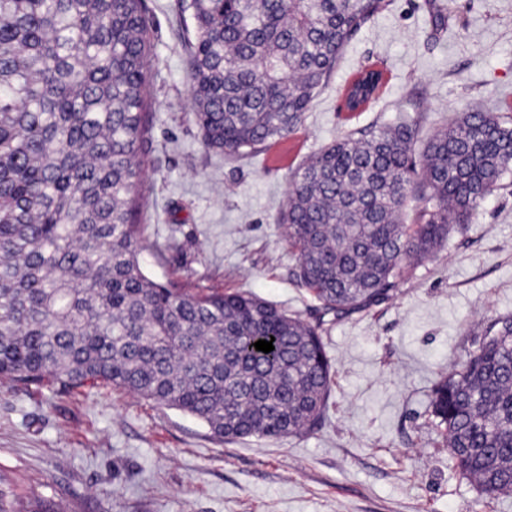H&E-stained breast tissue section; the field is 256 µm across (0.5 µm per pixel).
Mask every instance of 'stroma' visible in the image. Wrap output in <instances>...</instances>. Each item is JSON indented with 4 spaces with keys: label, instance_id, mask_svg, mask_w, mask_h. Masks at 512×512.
Returning a JSON list of instances; mask_svg holds the SVG:
<instances>
[{
    "label": "stroma",
    "instance_id": "1",
    "mask_svg": "<svg viewBox=\"0 0 512 512\" xmlns=\"http://www.w3.org/2000/svg\"><path fill=\"white\" fill-rule=\"evenodd\" d=\"M182 0H145L151 151L140 260L154 279L245 292L322 325L333 385L314 430L218 440L194 417L100 383H0V472L75 512H512L458 475L431 416L433 386L512 318V186L415 266L393 296L322 317L279 218L293 172L351 130L417 120L426 142L477 102L512 116V0H387L350 41L302 123L258 153L207 149L188 99ZM382 70L366 111L337 109ZM382 83V73L379 70H369L359 73L348 82L339 93L340 112H361L377 95Z\"/></svg>",
    "mask_w": 512,
    "mask_h": 512
}]
</instances>
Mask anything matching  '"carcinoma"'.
I'll use <instances>...</instances> for the list:
<instances>
[{
	"label": "carcinoma",
	"mask_w": 512,
	"mask_h": 512,
	"mask_svg": "<svg viewBox=\"0 0 512 512\" xmlns=\"http://www.w3.org/2000/svg\"><path fill=\"white\" fill-rule=\"evenodd\" d=\"M383 0H187L189 100L204 145L259 151L301 124ZM144 0H0V379L105 383L216 436L303 434L333 383L318 327L251 294L191 291L140 261ZM382 73L339 93L361 112ZM417 122L350 132L291 177L296 278L339 317L388 299L414 264L512 185V118L471 104L416 151ZM273 342L269 353L254 343ZM455 470L512 491V321L430 396ZM0 512H57L0 489Z\"/></svg>",
	"instance_id": "obj_1"
}]
</instances>
